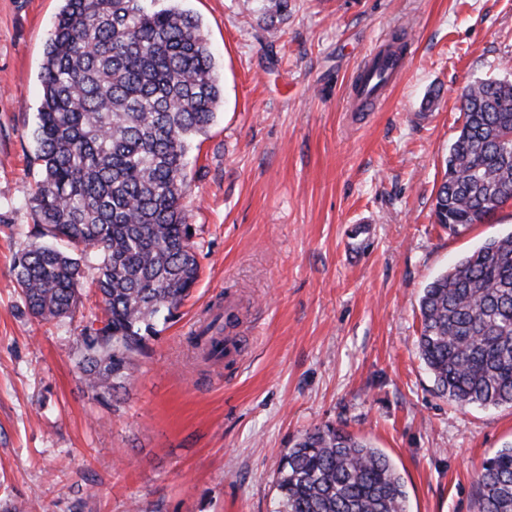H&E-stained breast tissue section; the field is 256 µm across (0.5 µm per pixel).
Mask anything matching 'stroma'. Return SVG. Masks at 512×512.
<instances>
[{
    "label": "stroma",
    "mask_w": 512,
    "mask_h": 512,
    "mask_svg": "<svg viewBox=\"0 0 512 512\" xmlns=\"http://www.w3.org/2000/svg\"><path fill=\"white\" fill-rule=\"evenodd\" d=\"M182 6L203 24L224 92L187 167L199 278L105 407L74 343L100 297L45 323L12 273L38 240L32 130L62 3L0 0V502L272 512L288 448L332 424L390 458L410 512H478L481 463L512 443V406L437 393L417 349L419 299L512 231V202L456 233L433 215L464 88L512 81V0H292L269 29L256 0ZM397 35L409 49L399 80L376 111H352L355 74ZM228 298L240 352L215 365L187 339Z\"/></svg>",
    "instance_id": "stroma-1"
}]
</instances>
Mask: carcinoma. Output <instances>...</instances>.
Segmentation results:
<instances>
[{"label": "carcinoma", "mask_w": 512, "mask_h": 512, "mask_svg": "<svg viewBox=\"0 0 512 512\" xmlns=\"http://www.w3.org/2000/svg\"><path fill=\"white\" fill-rule=\"evenodd\" d=\"M42 64L33 138L42 176L29 198L43 244L12 271L27 312L73 315L85 269L104 316L77 337L81 379L105 403L196 284L183 206L187 153L217 118L223 90L199 18L157 0H62ZM272 27L289 0H257ZM463 123L436 193V223L458 232L512 200V83L485 79L461 98ZM419 354L460 406L512 405V232L484 241L424 288ZM480 512H512V444L478 474ZM274 512H408L401 475L366 440L327 424L284 455Z\"/></svg>", "instance_id": "cac0c4a2"}]
</instances>
